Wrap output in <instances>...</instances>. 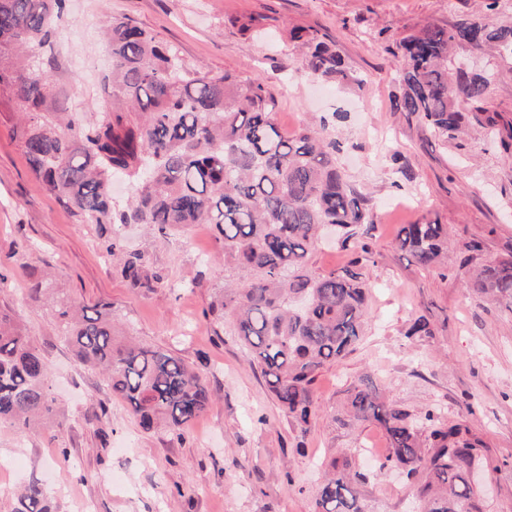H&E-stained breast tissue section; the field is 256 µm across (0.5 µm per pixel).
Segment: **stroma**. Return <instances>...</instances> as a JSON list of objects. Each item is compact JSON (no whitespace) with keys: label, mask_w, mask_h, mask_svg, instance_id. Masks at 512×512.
I'll return each mask as SVG.
<instances>
[{"label":"stroma","mask_w":512,"mask_h":512,"mask_svg":"<svg viewBox=\"0 0 512 512\" xmlns=\"http://www.w3.org/2000/svg\"><path fill=\"white\" fill-rule=\"evenodd\" d=\"M479 11L488 24L511 22L512 0L488 13L482 0H66L52 39L33 53L49 77L48 111L109 108L102 31L126 17L188 68L273 89L286 132L347 113L336 125L337 162L374 215L362 235L374 255L367 323L356 349L318 375L319 416L300 434L240 342L205 315L224 285L211 226L163 236L125 225L126 245L144 251L160 276L153 287H130L105 252L110 226L77 223L36 178L15 134L16 106L0 100V304L22 315L60 410L54 426L0 429V482L17 489L41 481L59 512H312L324 462L357 451L368 458L371 512H412L411 488L379 466L388 453L383 431L333 419L346 388L369 374L388 401L416 414L439 408L443 420L479 433L491 457L482 512H512V311L467 283L468 266L512 253V157L481 125L458 146L393 109L397 42ZM305 36L331 44L361 85L306 76ZM459 54L492 72L482 107L512 123V65L468 47ZM428 221L449 228L447 266L421 268L394 245L399 225ZM474 240L481 251H469ZM48 275L78 303L111 305L113 319L143 343L204 366L211 402L182 435L143 432L102 374L78 362L31 293ZM418 315L435 325L434 336L405 337Z\"/></svg>","instance_id":"35a3bbf8"}]
</instances>
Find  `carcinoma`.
<instances>
[{
    "instance_id": "cac0c4a2",
    "label": "carcinoma",
    "mask_w": 512,
    "mask_h": 512,
    "mask_svg": "<svg viewBox=\"0 0 512 512\" xmlns=\"http://www.w3.org/2000/svg\"><path fill=\"white\" fill-rule=\"evenodd\" d=\"M64 0H0V98L21 109L17 135L33 173L80 224L112 225L106 252L121 262L134 288L160 280L145 253L123 247L119 227L154 224L181 230L210 224L224 254V276L239 288L218 289L208 313L235 336L260 368L267 388L301 433L318 416L312 385L325 366L343 359L363 336L371 251L330 271L313 261L318 235L332 227L343 247L374 223L368 199L336 164L339 143L326 124L284 132L274 121L275 94L257 79L188 70L155 36L128 18L105 32L112 58V109L62 117L45 112L47 78L31 50L55 30ZM484 48L512 62V24L491 28L480 15L452 25L422 26L398 42L396 111L417 117L431 135L460 143L493 77L462 70L458 48ZM303 69L312 76L361 85L344 59L315 38L304 42ZM133 187L121 207L112 180ZM395 245L424 268L448 260V225L405 224ZM470 287L512 311V255L470 273ZM32 293L49 301L62 336L79 362L98 367L112 398L125 403L138 426L181 431L210 403L203 368L168 350L116 336L108 305H78L48 279ZM434 335L429 319H414L408 338ZM48 368L11 309L0 306V425L25 432L53 423L56 399ZM352 422L382 429L387 464L414 486L420 512H482L474 467L489 448L467 425L448 424L434 409L420 422L384 399L369 375L346 391ZM367 481L355 456L330 458L313 512H365ZM11 512H57L45 486L33 480Z\"/></svg>"
}]
</instances>
